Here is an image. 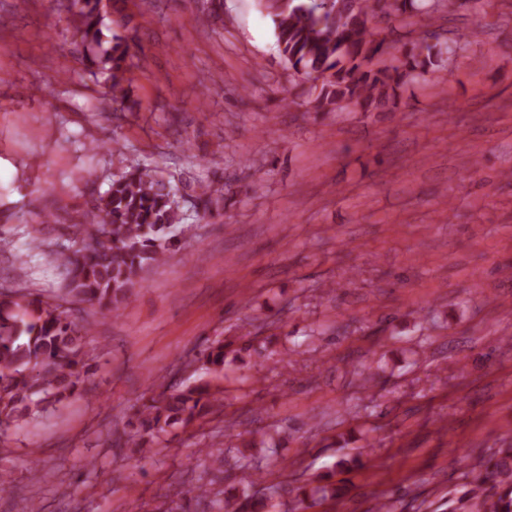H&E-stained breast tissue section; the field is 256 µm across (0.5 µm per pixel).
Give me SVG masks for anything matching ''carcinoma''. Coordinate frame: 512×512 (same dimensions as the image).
Here are the masks:
<instances>
[{
  "instance_id": "carcinoma-1",
  "label": "carcinoma",
  "mask_w": 512,
  "mask_h": 512,
  "mask_svg": "<svg viewBox=\"0 0 512 512\" xmlns=\"http://www.w3.org/2000/svg\"><path fill=\"white\" fill-rule=\"evenodd\" d=\"M272 16L276 45L288 68L310 85L288 92V107L304 96L315 112L356 108L369 112L398 105V90L424 81L444 68L445 55L477 37V32L440 41L428 31L441 0L426 6L416 0H260ZM85 69L101 80L112 101L126 98L133 54L130 40L112 30L102 0H64ZM421 16L426 31L399 55L388 52V33ZM224 184L208 185L197 196L205 210L224 198ZM189 214L179 205L171 178L157 170L129 164L112 175L73 226L74 245L47 253L64 278L63 294L51 300L20 290L0 292V425L26 422L64 405L86 388L90 353L88 327L66 307L87 302L104 314L117 315L140 286L142 273L164 263L179 243ZM241 359L220 340L202 351V368L221 372L227 357ZM159 392L143 403L135 431L115 437L117 448L132 445L150 454L162 433L184 428L214 413L221 392L207 382L173 386L158 382ZM332 474L300 487L294 510L304 512L334 500ZM223 490L198 487L181 494L182 508L209 512L207 499ZM274 497H224V512L245 506L277 512ZM462 512H512V448H500L485 462L461 503Z\"/></svg>"
}]
</instances>
